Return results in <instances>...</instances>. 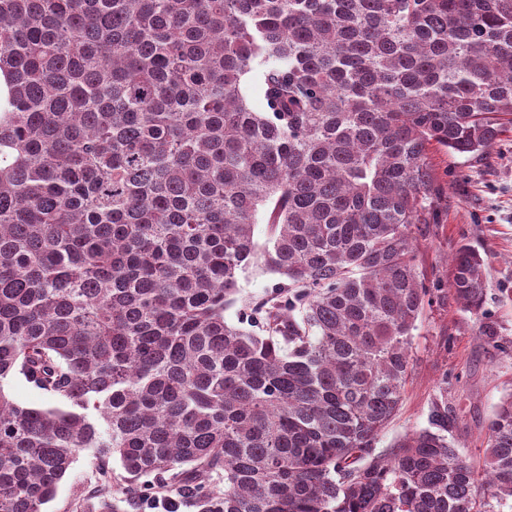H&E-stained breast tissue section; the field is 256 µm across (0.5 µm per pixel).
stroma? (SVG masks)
<instances>
[{"label":"stroma","instance_id":"35a3bbf8","mask_svg":"<svg viewBox=\"0 0 512 512\" xmlns=\"http://www.w3.org/2000/svg\"><path fill=\"white\" fill-rule=\"evenodd\" d=\"M432 163L439 180L448 185V213L420 245L424 274L431 282L449 281V258L462 244L490 254L485 311L500 336L512 342V127L499 135L486 156L436 152ZM278 281L277 275L257 267L242 273L240 299L226 310V320L237 323L242 309L262 299ZM443 380L459 417L457 435L471 459L481 462L487 419L500 398L512 391V356L495 357L481 348L472 318L451 300L434 304L423 315L403 406L386 428L381 448L426 426L429 402ZM122 474L118 459L104 465L92 451H80L46 512H80L81 506L110 498L112 490L104 480L117 481Z\"/></svg>","mask_w":512,"mask_h":512}]
</instances>
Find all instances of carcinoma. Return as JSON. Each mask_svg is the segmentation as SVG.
<instances>
[{
    "instance_id": "cac0c4a2",
    "label": "carcinoma",
    "mask_w": 512,
    "mask_h": 512,
    "mask_svg": "<svg viewBox=\"0 0 512 512\" xmlns=\"http://www.w3.org/2000/svg\"><path fill=\"white\" fill-rule=\"evenodd\" d=\"M0 74V512L85 449L194 512H512V392L480 472L446 387L379 449L434 302L512 352L488 257L418 261L431 151L512 120V0H0ZM280 281L281 278L278 275L267 273L258 267H251L242 273L239 278L240 299L235 306L225 311L226 320L231 324L239 325L238 319L241 317L242 309L262 299L272 290L274 284ZM4 385L13 398L23 405L46 407L52 403L46 395L31 387L21 378H14Z\"/></svg>"
}]
</instances>
